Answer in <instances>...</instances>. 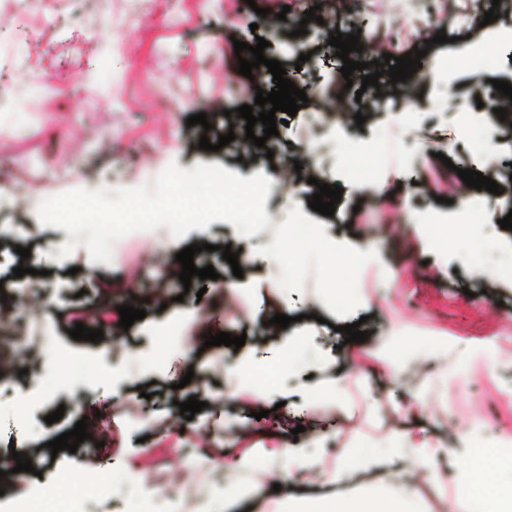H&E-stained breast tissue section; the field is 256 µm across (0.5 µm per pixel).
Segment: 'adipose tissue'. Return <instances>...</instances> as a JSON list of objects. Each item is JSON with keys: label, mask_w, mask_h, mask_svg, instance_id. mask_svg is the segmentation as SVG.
Returning <instances> with one entry per match:
<instances>
[{"label": "adipose tissue", "mask_w": 512, "mask_h": 512, "mask_svg": "<svg viewBox=\"0 0 512 512\" xmlns=\"http://www.w3.org/2000/svg\"><path fill=\"white\" fill-rule=\"evenodd\" d=\"M297 341H289L278 354L260 361H244L234 366L240 389L269 391L279 387L282 376L290 368ZM440 446L415 440L409 434L398 437L389 455L380 457L360 448L343 449L334 478L347 481L356 473L383 472L394 458L412 459L428 464L443 455ZM263 473H280L288 469L307 473L317 468L320 456L308 448H281L266 451ZM466 512H512V457L502 458L496 449L476 448L471 452L465 473ZM417 486L401 480L384 492L363 498L335 496L319 499L292 498L288 512H422Z\"/></svg>", "instance_id": "ef3b65f1"}]
</instances>
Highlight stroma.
Masks as SVG:
<instances>
[{"label": "stroma", "instance_id": "35a3bbf8", "mask_svg": "<svg viewBox=\"0 0 512 512\" xmlns=\"http://www.w3.org/2000/svg\"><path fill=\"white\" fill-rule=\"evenodd\" d=\"M319 2L267 0L272 13L286 12L297 23L312 7L319 16L305 22L306 35L274 39L275 59L311 96L295 117L276 112L280 126L268 158L233 145L203 154L198 127L186 124L197 113L221 122L223 111L274 88L267 67L249 78L239 74L233 46L268 37L267 18L242 14L235 0H0V44L14 47L0 54L7 75L1 182L41 200L77 189L138 187L155 180L156 159L168 150L185 170L202 163L243 178L264 174L273 225L249 237L220 220L179 239L166 229L122 237L106 264L91 261L83 247L59 259L70 236L41 226L35 210L0 213V314L8 319L0 345L35 325L48 338L25 354V375L0 373V387L12 390L0 398V512L37 503L46 512H144L157 491L177 492L188 512H225L229 480L245 490L232 512H283L271 482L228 471L225 457L258 460L263 450L297 445L320 451L324 475L283 477L289 493H357L367 475L345 486L328 479L342 448L387 453L396 436L391 408L420 387L425 405L405 429L449 449L419 470L427 478L421 506L448 512V501L465 498L460 474L473 437L489 445L512 434V230L485 234L487 247L476 258L429 238L433 231L452 234L469 201L501 218L512 211V112L502 121L488 107L499 96L493 80L512 82V45L502 39L512 27V0H454L444 44L434 43L426 26L436 0H420L413 22L408 0H343L336 17ZM492 8L498 19L484 23ZM336 26L396 57L426 49L420 108L402 112L383 76L375 87L353 82L363 91V124L338 111L335 90L344 78L325 39ZM479 49L491 65L478 62ZM303 53L309 61H300ZM313 113L329 124L317 139L307 132ZM286 159L300 161L301 170L283 167ZM462 169L495 180L499 193L461 188ZM319 181L343 189L333 216L308 206ZM419 213L431 227L413 222ZM310 229L348 252L373 247L349 276L350 304L331 300L340 271L311 248ZM277 236L283 251L275 263L269 255ZM195 243L212 246L195 255V266H213L227 278L232 268L220 248L237 251L243 276L236 291L206 279L185 295L168 279L176 254ZM22 247L29 258L20 257ZM22 263L41 270L39 294L26 292L25 278L14 275ZM141 295L168 304L147 305L146 317L119 340L71 338L73 310L83 312L88 328L115 332L119 306ZM283 301L291 324L265 329L269 311ZM360 320L368 339L345 342L340 326ZM171 325L175 339L158 369L150 358ZM210 331L245 335V344L205 346ZM296 336L306 337L309 359L282 391L229 392L228 366L270 357ZM116 363L124 367L118 378L110 374ZM187 374L192 380L180 388ZM334 377L349 388L344 404L306 403L307 387ZM144 384L147 399L139 392ZM192 395L206 407L187 420L179 405ZM275 407L282 419H255L256 411ZM59 408L62 418L46 423ZM83 416L89 439L76 452L51 453L48 441ZM16 451L31 459L33 472L16 471ZM54 486L58 494L46 495Z\"/></svg>", "mask_w": 512, "mask_h": 512}]
</instances>
